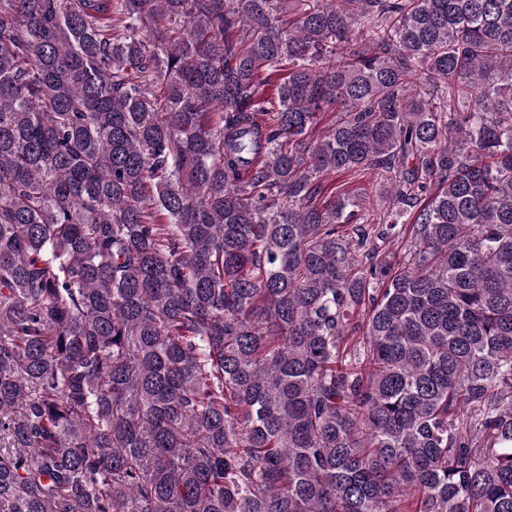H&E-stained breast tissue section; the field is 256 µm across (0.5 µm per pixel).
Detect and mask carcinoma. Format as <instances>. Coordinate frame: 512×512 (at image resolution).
I'll use <instances>...</instances> for the list:
<instances>
[{"label":"carcinoma","mask_w":512,"mask_h":512,"mask_svg":"<svg viewBox=\"0 0 512 512\" xmlns=\"http://www.w3.org/2000/svg\"><path fill=\"white\" fill-rule=\"evenodd\" d=\"M0 512H512V0H0ZM382 178L378 172H370L355 177L347 176L339 182L345 183L347 189L353 194L359 196L362 206L364 220L361 224H379L383 222V212L381 203L379 202V184Z\"/></svg>","instance_id":"1"}]
</instances>
